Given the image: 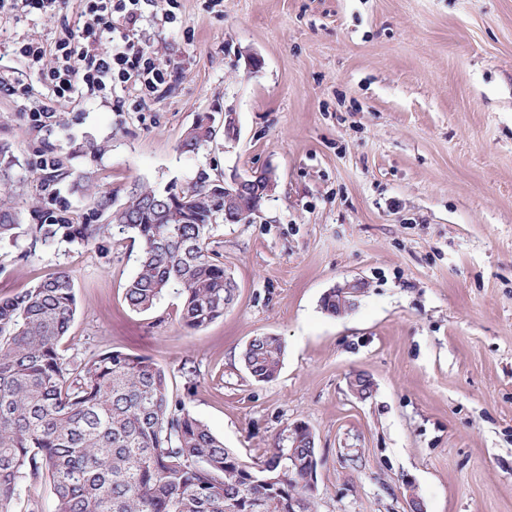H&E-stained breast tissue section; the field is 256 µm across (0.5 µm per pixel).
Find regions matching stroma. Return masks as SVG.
Listing matches in <instances>:
<instances>
[{"label": "stroma", "instance_id": "obj_1", "mask_svg": "<svg viewBox=\"0 0 512 512\" xmlns=\"http://www.w3.org/2000/svg\"><path fill=\"white\" fill-rule=\"evenodd\" d=\"M82 0L45 21L0 13V81L63 113L68 165L123 202L134 182L162 188L274 171L247 224H218L213 247L237 283L222 318L193 331L181 299L148 313L125 293L139 249L111 262L62 242L27 254L0 243V297L58 269L78 309L64 359L119 351L152 359L173 395L241 460L271 455L286 428L312 431L315 512H512V0H144L139 42L170 72L141 97L116 87L59 99L25 67L19 42L53 43ZM27 101L0 95V140L18 160L16 201L33 191ZM234 112L239 138L195 153L179 143L200 115ZM364 282L355 308L321 298ZM280 336L278 377L254 381L241 354ZM374 382L361 400L352 374ZM196 379L186 395L188 379Z\"/></svg>", "mask_w": 512, "mask_h": 512}]
</instances>
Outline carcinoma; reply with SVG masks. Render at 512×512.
Wrapping results in <instances>:
<instances>
[{
	"label": "carcinoma",
	"instance_id": "obj_1",
	"mask_svg": "<svg viewBox=\"0 0 512 512\" xmlns=\"http://www.w3.org/2000/svg\"><path fill=\"white\" fill-rule=\"evenodd\" d=\"M22 117L39 140L27 159L33 223L23 222L14 202L16 158L0 142V242L24 237L32 249L78 243L108 260L115 238L125 236L139 246L138 272L125 294L131 309L147 312L172 289L186 328L201 330L224 316L236 288L211 247L214 224L224 219V180L201 172L162 190L137 182L120 204L98 188L79 213L69 195L89 190L91 175L70 169L50 141L68 134L69 123L59 112ZM213 137L199 120L179 148L195 152ZM76 312L66 268L0 298V512H17L22 487L44 476L54 512H288L296 497L311 512L312 473H288V440L248 464L185 399L172 396L153 360L118 351L64 359L58 345ZM284 353L280 337L261 334L242 362L254 381L271 382ZM291 451L318 457L303 438Z\"/></svg>",
	"mask_w": 512,
	"mask_h": 512
}]
</instances>
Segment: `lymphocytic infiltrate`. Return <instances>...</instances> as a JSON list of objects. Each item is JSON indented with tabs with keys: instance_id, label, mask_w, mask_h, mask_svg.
<instances>
[{
	"instance_id": "lymphocytic-infiltrate-1",
	"label": "lymphocytic infiltrate",
	"mask_w": 512,
	"mask_h": 512,
	"mask_svg": "<svg viewBox=\"0 0 512 512\" xmlns=\"http://www.w3.org/2000/svg\"><path fill=\"white\" fill-rule=\"evenodd\" d=\"M142 0H84V22L64 30L53 44L20 43L17 54L39 72L55 97L86 98L110 94L113 87L132 84L146 95L165 84L168 70L152 51L133 36L142 16ZM125 21L116 31L113 14Z\"/></svg>"
}]
</instances>
